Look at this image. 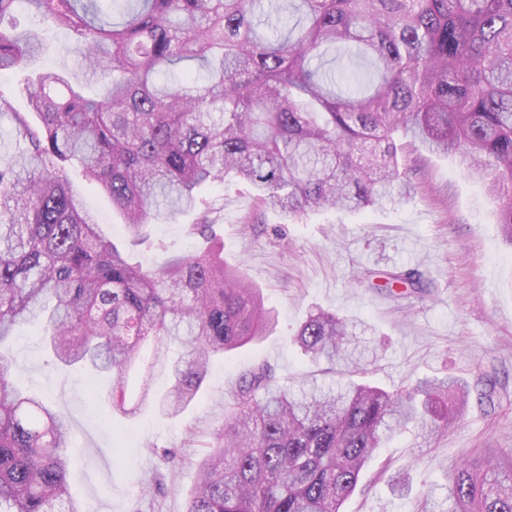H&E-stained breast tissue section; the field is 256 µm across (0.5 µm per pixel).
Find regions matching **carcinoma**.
<instances>
[{
  "label": "carcinoma",
  "mask_w": 512,
  "mask_h": 512,
  "mask_svg": "<svg viewBox=\"0 0 512 512\" xmlns=\"http://www.w3.org/2000/svg\"><path fill=\"white\" fill-rule=\"evenodd\" d=\"M24 9L37 18L13 23ZM65 29L100 93L56 69L30 70ZM363 58L367 82L324 68ZM0 89L13 152L0 159V345L26 324L64 366L112 375L113 409L158 402L177 416L212 361L257 343L274 320L227 264L202 188L228 175L292 219L360 212L413 190L399 149L452 157L499 201L512 245V0H0ZM39 117L33 126L29 114ZM96 182L129 242L197 214L202 239L157 268L106 237L73 195ZM422 292L415 271L387 276ZM370 326L319 309L292 336L320 375L277 382L253 367L231 391L224 429L186 512H341L380 449L410 427L427 441L456 422L470 389L453 378L401 389L359 383L378 359ZM169 376L154 399L151 379ZM68 419L16 383L0 354V512H85L68 489ZM419 512H512V448L463 449L443 502Z\"/></svg>",
  "instance_id": "obj_1"
}]
</instances>
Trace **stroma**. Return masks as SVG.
<instances>
[{"label":"stroma","instance_id":"stroma-1","mask_svg":"<svg viewBox=\"0 0 512 512\" xmlns=\"http://www.w3.org/2000/svg\"><path fill=\"white\" fill-rule=\"evenodd\" d=\"M38 68L84 82L82 60L67 31L50 32ZM414 190L401 203L363 213L320 211L286 220L256 203L235 179L204 187L225 259L260 288L277 322L261 342L214 360L199 397L177 417L148 407L134 417L113 412L106 377L56 366L42 336L25 329L7 345L21 385L62 411L75 433L69 485L88 512H185L198 467L224 427L229 391L241 374L269 364L290 384L319 372L289 338L316 308L367 322L381 347L370 375L387 390L422 377L475 384L496 370L502 388L494 405L469 397L460 421L423 441L405 431L370 463L343 512H417L426 493L444 497L463 448H512V246L496 224L497 199L451 158L408 149ZM83 206L104 234L127 244L124 218L92 182L75 178ZM191 216L148 228L161 249L145 254L157 266L171 254L195 251ZM423 273L425 292L392 295L370 287L368 273ZM177 453L168 471L166 450ZM156 477L153 495L141 484Z\"/></svg>","mask_w":512,"mask_h":512}]
</instances>
